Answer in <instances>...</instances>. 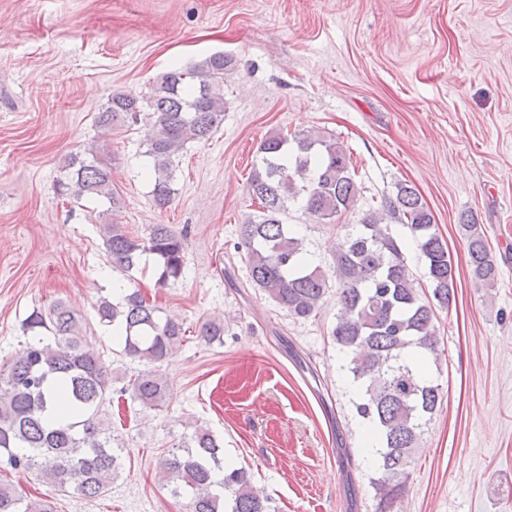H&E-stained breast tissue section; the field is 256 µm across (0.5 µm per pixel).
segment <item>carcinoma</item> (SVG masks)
Wrapping results in <instances>:
<instances>
[{"instance_id":"obj_1","label":"carcinoma","mask_w":512,"mask_h":512,"mask_svg":"<svg viewBox=\"0 0 512 512\" xmlns=\"http://www.w3.org/2000/svg\"><path fill=\"white\" fill-rule=\"evenodd\" d=\"M232 59L214 53L193 67L163 75L146 98L116 92L99 112L97 125L109 135L147 117L145 135L152 159L148 172L152 200L160 209L172 202L173 164L186 143L208 138L224 123V70ZM88 148L91 158L74 156L57 192L69 198H105L115 207L112 168ZM247 195L261 214L239 225L249 284L297 320L317 314L336 290V323L330 340L344 354V369L359 384L357 414L379 438V477L372 479L376 512H399L419 441L443 399L440 384L424 374V361L437 355L436 308L456 301L454 264L448 245L418 191L396 186L346 233L328 270L307 257L303 238L281 216L288 203H301L312 218L327 222L352 209L358 196L351 152L321 131L291 136L271 133L257 148L246 181ZM400 218L424 259L427 288L406 265L403 242L387 223ZM459 228L472 278L497 286V261L483 225L463 214ZM113 267L129 273L142 256L157 265V285L184 272V235L156 224L146 238L123 224L100 225ZM161 308L139 290L114 303L97 301L98 323L112 327L121 353L145 369L131 377L121 395L158 409L168 396L161 363L184 342L186 330L161 317ZM30 340L0 364V456L21 473L35 474L58 491L95 498L120 475L123 449L112 446V367L87 340V324L64 303L35 309L24 320ZM198 336L206 343L224 337V320L205 321ZM160 477L185 512H271L250 474L224 463V448L211 432L195 429L188 444L168 451ZM0 512H55L48 500H27L0 480Z\"/></svg>"}]
</instances>
